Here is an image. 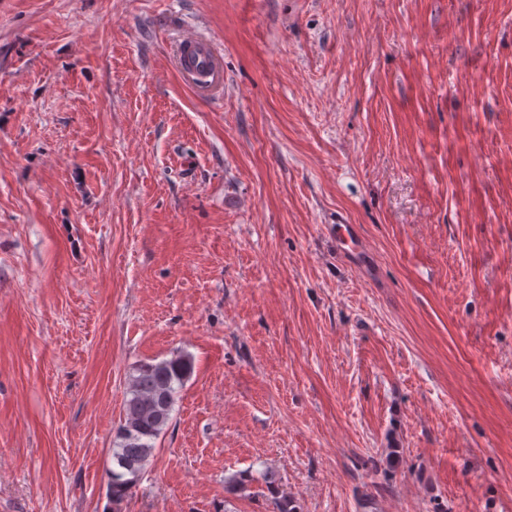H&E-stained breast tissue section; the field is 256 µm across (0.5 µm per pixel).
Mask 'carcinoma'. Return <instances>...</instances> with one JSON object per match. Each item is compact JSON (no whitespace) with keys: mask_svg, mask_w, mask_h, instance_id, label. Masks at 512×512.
Segmentation results:
<instances>
[{"mask_svg":"<svg viewBox=\"0 0 512 512\" xmlns=\"http://www.w3.org/2000/svg\"><path fill=\"white\" fill-rule=\"evenodd\" d=\"M193 372L192 358L176 353L167 359L141 363L130 376L108 489L113 508L132 495L141 474L154 457V441L169 426L179 389Z\"/></svg>","mask_w":512,"mask_h":512,"instance_id":"1","label":"carcinoma"}]
</instances>
